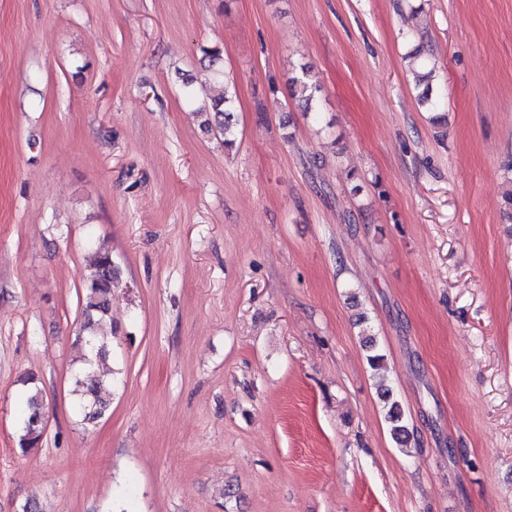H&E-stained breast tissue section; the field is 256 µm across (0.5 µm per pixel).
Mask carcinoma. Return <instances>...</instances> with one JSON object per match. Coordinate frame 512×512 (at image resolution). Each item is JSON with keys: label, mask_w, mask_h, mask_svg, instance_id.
<instances>
[{"label": "carcinoma", "mask_w": 512, "mask_h": 512, "mask_svg": "<svg viewBox=\"0 0 512 512\" xmlns=\"http://www.w3.org/2000/svg\"><path fill=\"white\" fill-rule=\"evenodd\" d=\"M434 70L421 62L418 70L414 71L413 82L421 89L419 100L430 110L440 106V101L433 98ZM298 93L295 98L296 106L305 112L313 109L315 94L319 86L309 79L307 69H301V75L292 79ZM236 92L229 84H224V93L211 99L210 109L205 111L204 126L224 137V148L235 146L236 139L232 123L235 111ZM117 268L109 250L94 246L88 274L83 285L82 317L83 320L76 330L78 342L85 348L82 364L74 370L73 390L75 406L82 414L83 421L89 423L101 418L107 411L112 397V378L105 373L96 371L95 364L105 359L112 345V336L117 328L112 323L110 314L112 304V288L116 279ZM354 325L359 328L358 335L362 337L367 349L369 367L378 371L384 366L385 355L377 347L371 333L369 318L366 313L355 314ZM25 409L21 415L19 448L26 453L35 448L43 437V398L40 379L33 373L20 377ZM384 402L386 419L390 424V432L396 445L408 447L411 433L406 424L403 411L394 398L392 388L386 386L379 391Z\"/></svg>", "instance_id": "1"}]
</instances>
